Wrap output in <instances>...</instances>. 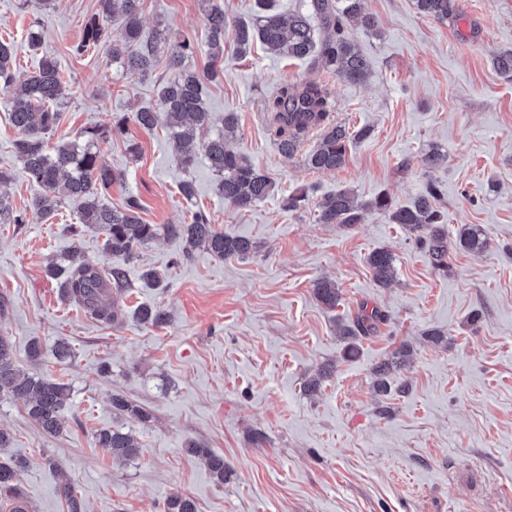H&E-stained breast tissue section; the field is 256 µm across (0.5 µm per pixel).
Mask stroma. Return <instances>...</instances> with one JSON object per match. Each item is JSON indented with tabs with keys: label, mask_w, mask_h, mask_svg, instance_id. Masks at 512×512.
<instances>
[{
	"label": "stroma",
	"mask_w": 512,
	"mask_h": 512,
	"mask_svg": "<svg viewBox=\"0 0 512 512\" xmlns=\"http://www.w3.org/2000/svg\"><path fill=\"white\" fill-rule=\"evenodd\" d=\"M459 3V17L440 23L413 0H364L377 26L350 31L370 66L367 81L353 85L309 61L275 59L258 43L243 58L225 47L223 75L209 78L201 0H145L146 28L195 46L189 62L204 77L206 107L218 124L234 114L230 147L271 178L275 194L245 210L225 205L207 159L183 168L160 128L130 123L102 143L104 161L123 175L107 205L137 197L143 220L161 226L199 209L216 231L255 246L224 260L159 235L126 264L123 319L112 325L69 302L45 272L74 250L103 268L113 258L103 233L71 236L72 205L31 212L34 190L12 151L18 133L0 94V170L9 176L0 194L27 218L0 224V297L9 303L0 335L20 368L64 383L73 404L62 432L48 435L22 400L0 397V428L13 438L6 454L22 462L35 512H67V485L87 512H161L176 492L197 512H512V77L490 58L512 51V0ZM96 10L97 0H0V39L14 44L19 72L38 63L25 40L38 23L43 50L67 78L50 142L112 127L154 102L151 79L126 75L104 51L71 53ZM284 80L326 82L334 122L373 127L370 139L351 143L343 168L310 171L303 153L280 152L260 103ZM432 150L442 159L429 169ZM430 179L443 189L437 207L449 235L465 224L490 233L482 252L450 250L446 270L379 211L353 226L317 219L321 199L337 190L364 202L385 192L406 205ZM186 180L196 191L190 200L180 192ZM301 186L310 189L305 207L284 209L282 196ZM378 248L394 257L387 288L367 262ZM148 269L160 286L142 280ZM321 278L335 281L336 308L316 298ZM363 304L389 319L351 356L339 326ZM141 305L165 309L167 325L138 323ZM35 339L43 355L34 365L27 348ZM61 341L74 351L64 366L54 357ZM384 360L394 362L402 391L377 390L374 367ZM324 368L319 392L308 393ZM115 393L146 408L150 421L114 414ZM115 426L137 436L136 459L115 463L95 448L96 434ZM191 440L223 454V484L187 451Z\"/></svg>",
	"instance_id": "obj_1"
}]
</instances>
